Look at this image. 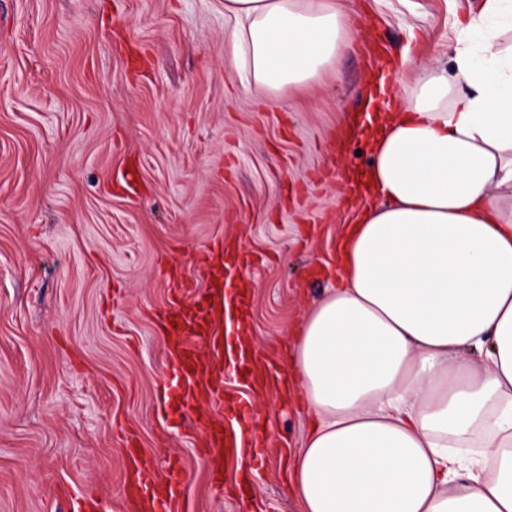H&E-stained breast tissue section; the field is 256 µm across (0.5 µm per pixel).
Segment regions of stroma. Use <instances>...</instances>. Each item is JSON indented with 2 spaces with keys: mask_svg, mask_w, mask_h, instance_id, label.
Here are the masks:
<instances>
[{
  "mask_svg": "<svg viewBox=\"0 0 512 512\" xmlns=\"http://www.w3.org/2000/svg\"><path fill=\"white\" fill-rule=\"evenodd\" d=\"M354 45L268 102L224 63V0H0V512H106L122 496L123 431L145 471L190 472L184 512H300L288 464L308 414L279 386L225 374L263 434L252 470L201 466L193 409L164 420L167 339L150 315L177 266L197 287L222 238L257 257L250 345L278 377L289 329L325 294L321 265L359 202L343 185L367 138L375 76L405 92L451 70L457 22L481 0H339ZM135 170L132 193L111 182Z\"/></svg>",
  "mask_w": 512,
  "mask_h": 512,
  "instance_id": "obj_1",
  "label": "stroma"
}]
</instances>
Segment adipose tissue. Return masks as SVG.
<instances>
[{
  "instance_id": "1",
  "label": "adipose tissue",
  "mask_w": 512,
  "mask_h": 512,
  "mask_svg": "<svg viewBox=\"0 0 512 512\" xmlns=\"http://www.w3.org/2000/svg\"><path fill=\"white\" fill-rule=\"evenodd\" d=\"M224 57L269 100L350 49L336 0H224ZM512 0H482L452 73L368 122L373 205L292 331L311 414L301 512H512Z\"/></svg>"
}]
</instances>
